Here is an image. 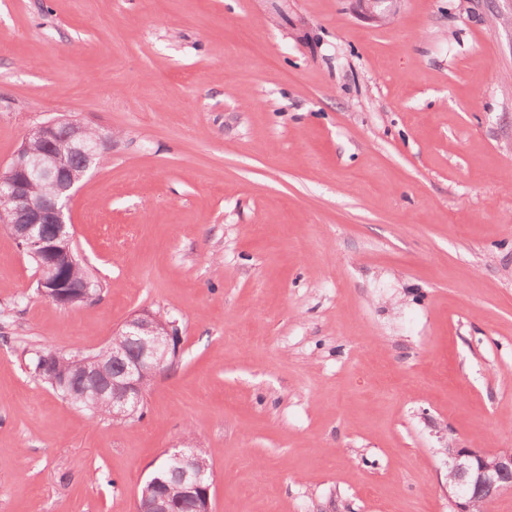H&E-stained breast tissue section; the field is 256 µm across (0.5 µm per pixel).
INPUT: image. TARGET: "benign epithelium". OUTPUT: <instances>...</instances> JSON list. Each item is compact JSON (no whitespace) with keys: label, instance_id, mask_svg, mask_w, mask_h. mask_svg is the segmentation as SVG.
I'll use <instances>...</instances> for the list:
<instances>
[{"label":"benign epithelium","instance_id":"obj_1","mask_svg":"<svg viewBox=\"0 0 512 512\" xmlns=\"http://www.w3.org/2000/svg\"><path fill=\"white\" fill-rule=\"evenodd\" d=\"M352 2L362 19L386 24L395 17L403 0ZM62 124L68 128L64 139L58 136ZM33 141L40 144L36 151L31 149ZM111 146L112 137L106 131L72 118H55L30 128L7 168L0 169V199L8 202L7 207L0 206V223L10 231L19 248L37 262L38 283L49 301L64 299L70 306L90 299L89 283L67 285L47 276V272L63 257L72 261L79 258L74 248L70 202L78 184ZM74 152L87 159L86 167L80 171L68 166V157ZM38 183L57 187V194L36 195ZM46 224L53 226V235L41 233V226ZM114 335L124 338V342L112 348V361L121 363L122 371L97 384V390L109 394L112 418L126 421L139 412L150 380L166 369L172 334L157 315L142 313L124 322ZM129 341L138 346L133 355L127 350ZM447 453L448 499L453 512H475L478 505L487 502L483 493L488 488L499 493L512 490V449L490 452L450 445ZM169 455L178 464L180 500L174 503L163 495L162 478L153 475L147 480L151 490L138 494L136 512H179L186 504L188 512H211L213 470L199 464L191 446L176 448Z\"/></svg>","mask_w":512,"mask_h":512}]
</instances>
